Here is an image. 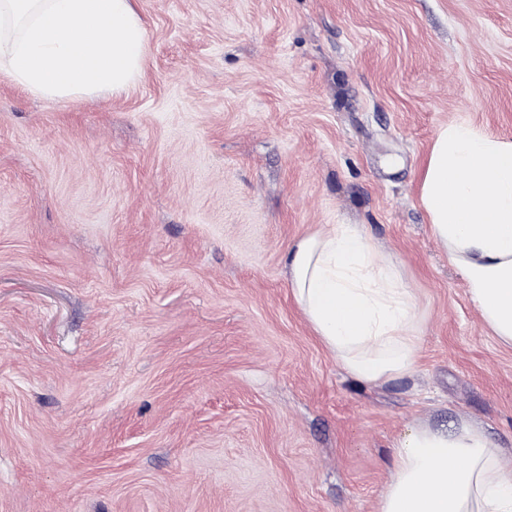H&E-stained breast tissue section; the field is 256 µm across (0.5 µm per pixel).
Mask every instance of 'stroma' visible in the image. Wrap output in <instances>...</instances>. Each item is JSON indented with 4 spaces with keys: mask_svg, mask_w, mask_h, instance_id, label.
<instances>
[{
    "mask_svg": "<svg viewBox=\"0 0 512 512\" xmlns=\"http://www.w3.org/2000/svg\"><path fill=\"white\" fill-rule=\"evenodd\" d=\"M144 74L0 75V512H378L410 426L512 456V345L419 179L437 129L512 140V0H135ZM364 225L419 302L410 376L350 377L298 238Z\"/></svg>",
    "mask_w": 512,
    "mask_h": 512,
    "instance_id": "obj_1",
    "label": "stroma"
}]
</instances>
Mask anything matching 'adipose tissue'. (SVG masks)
<instances>
[{
	"label": "adipose tissue",
	"instance_id": "obj_1",
	"mask_svg": "<svg viewBox=\"0 0 512 512\" xmlns=\"http://www.w3.org/2000/svg\"><path fill=\"white\" fill-rule=\"evenodd\" d=\"M147 49L134 0H0V74L36 97L123 92L142 78ZM420 200L483 325L512 345V141L441 126ZM286 262L308 323L343 370L366 383L412 372L416 297L362 225L301 237ZM393 448L379 512H512V468L477 424L420 423Z\"/></svg>",
	"mask_w": 512,
	"mask_h": 512
}]
</instances>
